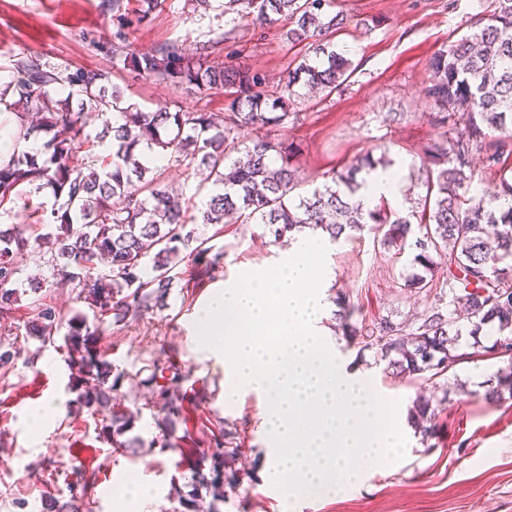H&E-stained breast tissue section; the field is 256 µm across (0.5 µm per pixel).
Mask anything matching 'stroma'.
<instances>
[{
	"label": "stroma",
	"instance_id": "obj_1",
	"mask_svg": "<svg viewBox=\"0 0 512 512\" xmlns=\"http://www.w3.org/2000/svg\"><path fill=\"white\" fill-rule=\"evenodd\" d=\"M223 2L211 0L204 10L194 0H165L150 23L130 28L128 39L140 52L173 40L191 52L215 32L227 31L231 37L216 61L277 83L289 65L300 61L304 46L289 43L278 27L256 38L244 19L224 15ZM98 4L0 0V81L9 82L13 56L40 54L73 69L109 71L126 99L149 111L224 110V91L177 90L113 69L80 38L87 29L111 32L112 20L100 14ZM492 8L493 0H331L330 12L349 19L335 38L336 49L356 69L331 95L292 98L288 109L300 113V121L271 129V139L298 146L295 161L310 176L344 169L382 145L396 164L410 168L443 131L433 122L437 108L426 94L430 59ZM371 18L378 25L364 32L358 22ZM196 231L213 250L223 251V261L202 277L190 262L178 263L165 307L146 310L134 321L107 320L96 343L114 370L128 374L113 400L136 411L131 433L140 438V447L116 450L103 441L98 415L76 401L65 349L21 329L33 292L20 298L16 328L0 320V345L16 353L11 365L0 366V512H35L50 496L67 500L78 473L93 484L83 512H183L179 499L189 494L206 512H281L280 498L265 480L264 402L249 393L225 403L224 364L206 352L196 331L200 309L219 289L245 268L277 263L283 246L260 224H200ZM14 263L21 276L46 279L42 294L63 313L86 310L72 286L42 265L37 250L17 255ZM325 267L330 297L346 296L354 320L365 325L385 317L398 322L435 302L404 286L411 253L393 258L366 231L327 246ZM336 325L332 316L323 322L339 361L370 373L384 397L398 401L400 412H408L418 394L433 395L437 437L428 449L420 434L411 433L395 468L370 472L328 495L303 497L296 512H512V399L491 405L483 398L485 382L512 364L493 351L496 333L487 332L481 348L422 385L386 374L373 351L361 350ZM151 376L174 382L181 411L173 450L159 446L163 414L152 405ZM53 397L62 400L59 411L49 421H35V410ZM222 430L237 433L244 457L239 485L216 498L197 478L209 473L210 458L218 451L214 436ZM125 481L138 491L116 502L112 492Z\"/></svg>",
	"mask_w": 512,
	"mask_h": 512
}]
</instances>
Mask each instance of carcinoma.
I'll use <instances>...</instances> for the list:
<instances>
[{"label": "carcinoma", "mask_w": 512, "mask_h": 512, "mask_svg": "<svg viewBox=\"0 0 512 512\" xmlns=\"http://www.w3.org/2000/svg\"><path fill=\"white\" fill-rule=\"evenodd\" d=\"M99 0L101 14L112 18V35L95 30L81 34L84 42L112 60V68L128 71L144 81L174 88L224 89L230 96L222 112H145L110 84L111 72L70 70L42 55L11 60L12 80L0 87V106L15 116L17 142L36 132L48 136L45 152L21 148L0 158V217L7 205L30 201L31 193L45 186L53 190L51 207L30 205L34 223L55 228L47 234L41 259L88 301L92 314L65 316L42 298L34 299L24 329L26 335L49 343L62 328L71 365L83 383L81 398L87 408L102 415L100 433L114 448H132L139 440L121 441L134 413L112 409V393L127 374L112 371V364L90 344L110 317L135 318L155 306H164L173 284L171 272L190 258L198 262L211 251L197 236L193 224H222L230 214L243 224H263L280 239L304 228L321 230L336 242L346 232L365 227L381 234L378 243L401 255L416 251L413 263L421 268L405 279L416 293L433 288L435 272L447 274L448 291L464 292L470 315L468 336L481 343L484 327L497 328L501 337L493 348L512 355V0H494V8L476 22V29L438 52L429 63L427 95L444 109L439 122L448 131L427 149L418 185L421 210L406 213L383 205L363 209L356 200L366 181L363 170L374 172L388 164L366 155L345 172H325L323 182L304 194L297 192L308 177L278 144L259 139L240 148L239 134L258 131L299 118L288 111V100L309 86L331 93L348 78L351 59L339 53L330 36L346 27L347 16L325 11L329 0H224V14L253 15L264 34L268 26L283 24L289 42L305 44L309 54L288 69L275 86L264 75L248 69L207 65L203 57L224 45V33L200 47L199 57L185 52L179 41L142 54L128 43L131 26L147 24L162 0ZM66 96L51 99L55 89ZM91 109L105 117L100 136L84 132L83 113ZM119 112L122 123L108 115ZM111 137V151L100 157L96 148ZM156 150L191 170L204 167L215 187L198 214L169 190L165 168L149 159L143 149ZM497 172L483 196H468L475 179L473 158ZM31 248V235L15 225L0 228V318L16 311L23 280L15 255ZM152 265H147L151 250ZM185 257H180V254ZM340 329L362 349H377L388 361L394 377L430 381L451 368L457 353L459 328L452 313L436 303L410 327L388 319L379 331H367L351 322L350 304L338 301ZM161 410L166 440L173 448V417L180 412L176 399L161 389ZM512 398V365L488 386L484 399L498 403ZM409 422L420 429L422 440L436 437L432 400L418 395L408 412ZM240 448H226L212 459L209 484L214 495L240 482L236 468ZM88 483L69 485V499L48 497L42 512H79L77 502Z\"/></svg>", "instance_id": "carcinoma-1"}]
</instances>
